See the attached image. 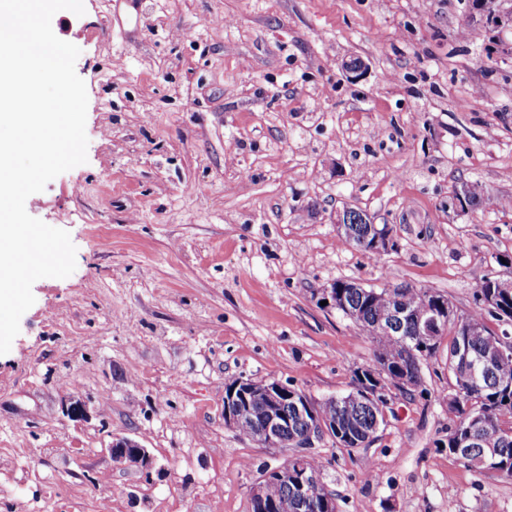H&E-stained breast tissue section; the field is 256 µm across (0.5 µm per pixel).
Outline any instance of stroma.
Here are the masks:
<instances>
[{
    "label": "stroma",
    "instance_id": "35a3bbf8",
    "mask_svg": "<svg viewBox=\"0 0 512 512\" xmlns=\"http://www.w3.org/2000/svg\"><path fill=\"white\" fill-rule=\"evenodd\" d=\"M83 5L52 28L80 50L87 161L26 201L76 269L34 283L0 355V512L45 490L56 512H251L282 457L225 425V382L323 399L373 362L321 289L406 284L466 315L512 277V27L471 0ZM466 181L506 208L457 213ZM346 205L395 247L342 243ZM452 338L367 447L313 449L337 512H512V477L448 451ZM116 436L151 472L113 465Z\"/></svg>",
    "mask_w": 512,
    "mask_h": 512
}]
</instances>
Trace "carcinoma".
Instances as JSON below:
<instances>
[{"label": "carcinoma", "mask_w": 512, "mask_h": 512, "mask_svg": "<svg viewBox=\"0 0 512 512\" xmlns=\"http://www.w3.org/2000/svg\"><path fill=\"white\" fill-rule=\"evenodd\" d=\"M471 202L476 209L497 206V200L484 191L481 185H469ZM336 284V299L343 300L349 308L359 311L360 320L372 326L382 313L394 305H401L409 310L426 306L434 308L442 295L424 288H412L407 285L394 288H343V281ZM414 321L404 318L399 324L400 332L380 333L372 337L374 343V364L360 368L355 372L354 385L361 386L370 381V376L377 368L390 373L399 366H417L434 353L432 348H422L421 340L411 335ZM448 329L454 332L448 346V369L452 373L454 386L464 390V402H450L448 409L454 413L453 426L448 431V451L475 466L474 460L482 455L487 447L494 448V453L486 457L485 463L478 466L480 470H492L512 477V435L506 433L504 417L512 419V360H494L499 344L498 335L491 332L485 324L483 310L479 309L463 317L461 323L451 322ZM467 349V358L453 355L458 344ZM482 359L492 360L491 369L486 371L478 381L461 384V379L470 369L472 363ZM252 389L253 400L250 416L237 427L239 435L253 439L262 420L265 406L263 390L269 385L267 381L248 380ZM471 403L483 418V427L476 434L478 441H469L463 447L456 444L463 440L465 432L459 421L465 413L466 403ZM295 400L282 403L288 413V431L286 436L294 439L303 435L308 427L309 414H300L294 406ZM318 410L328 419L336 422L339 431L332 433V441L345 448L359 447L368 435L375 433L376 421L382 419V412L362 403L346 402L340 398L328 397L315 401ZM297 494L293 481L277 480L266 484L264 495L267 502L293 504ZM313 500L318 509L310 512H335L333 494L319 483L313 487Z\"/></svg>", "instance_id": "cac0c4a2"}]
</instances>
